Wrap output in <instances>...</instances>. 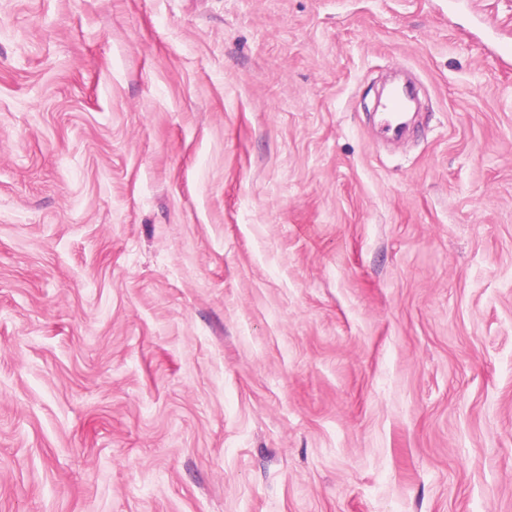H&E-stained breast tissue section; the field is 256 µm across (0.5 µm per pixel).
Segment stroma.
I'll return each mask as SVG.
<instances>
[{
	"label": "stroma",
	"instance_id": "35a3bbf8",
	"mask_svg": "<svg viewBox=\"0 0 512 512\" xmlns=\"http://www.w3.org/2000/svg\"><path fill=\"white\" fill-rule=\"evenodd\" d=\"M490 31L512 0H0V512H512ZM390 96L391 100L381 110V112H384V132L388 136L398 137L402 132V128L399 126L396 116L398 112H401L408 98L407 90H396Z\"/></svg>",
	"mask_w": 512,
	"mask_h": 512
}]
</instances>
